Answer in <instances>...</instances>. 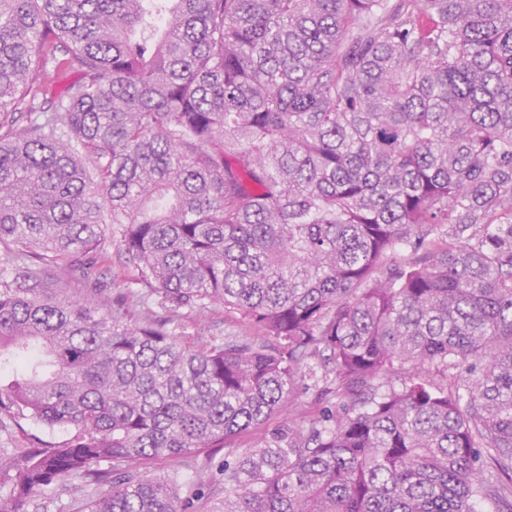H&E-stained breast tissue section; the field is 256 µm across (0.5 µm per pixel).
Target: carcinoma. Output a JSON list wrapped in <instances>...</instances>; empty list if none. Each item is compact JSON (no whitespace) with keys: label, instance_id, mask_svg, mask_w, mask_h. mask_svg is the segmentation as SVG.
Masks as SVG:
<instances>
[{"label":"carcinoma","instance_id":"cac0c4a2","mask_svg":"<svg viewBox=\"0 0 512 512\" xmlns=\"http://www.w3.org/2000/svg\"><path fill=\"white\" fill-rule=\"evenodd\" d=\"M182 343L0 281V412L68 426L0 457V512L71 475L87 512H187L149 476L295 400L219 465L214 512H512V0H0V243L63 274L106 230ZM150 308L151 315L170 319L167 325L169 332L186 342L206 344L214 338L224 339L228 336L258 341L266 339L249 325L224 313V306H211L201 312L183 309L178 313L166 311L154 303ZM314 385H317V387L327 385L331 390L336 391V379L334 375L327 376L326 379L324 374L322 376L320 371H318L317 375L313 377L307 375L300 383L296 396V399H298L297 401L290 405L287 403L263 428L229 438L226 441V448H240V450L242 448H249L253 442L264 433L270 432L275 428L287 425H301L305 420V412L311 410L314 408L313 406H315L313 401L315 394Z\"/></svg>","mask_w":512,"mask_h":512}]
</instances>
